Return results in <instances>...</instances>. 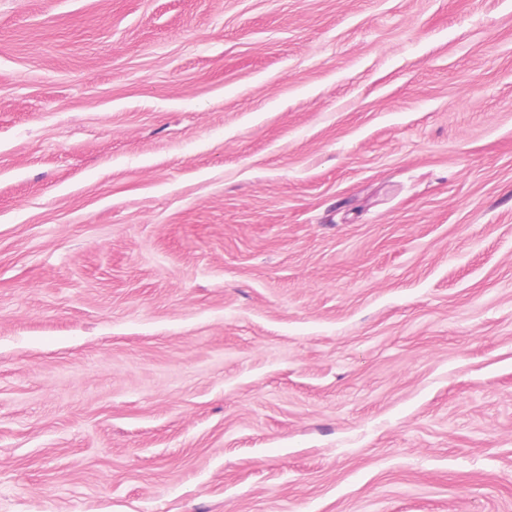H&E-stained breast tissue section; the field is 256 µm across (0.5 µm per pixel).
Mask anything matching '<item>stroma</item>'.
<instances>
[{
	"mask_svg": "<svg viewBox=\"0 0 512 512\" xmlns=\"http://www.w3.org/2000/svg\"><path fill=\"white\" fill-rule=\"evenodd\" d=\"M0 512H512V0H0Z\"/></svg>",
	"mask_w": 512,
	"mask_h": 512,
	"instance_id": "obj_1",
	"label": "stroma"
}]
</instances>
